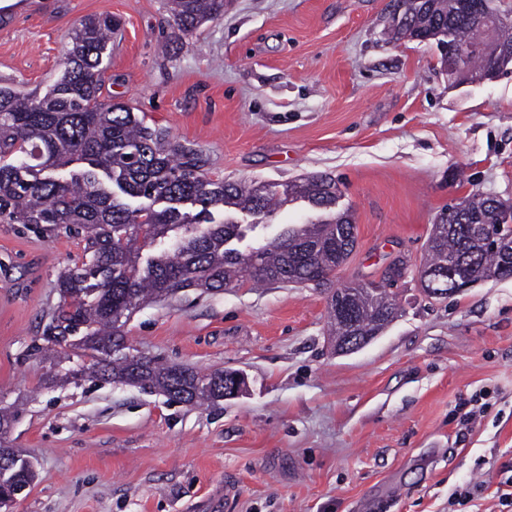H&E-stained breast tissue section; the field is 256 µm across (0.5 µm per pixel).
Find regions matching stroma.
Here are the masks:
<instances>
[{"label": "stroma", "instance_id": "35a3bbf8", "mask_svg": "<svg viewBox=\"0 0 512 512\" xmlns=\"http://www.w3.org/2000/svg\"><path fill=\"white\" fill-rule=\"evenodd\" d=\"M0 14V85L44 95L87 17L120 22L101 98L125 103L210 179L283 186L336 179L357 246L333 280L390 285L398 316L336 354L326 290L299 285L179 291L136 311L130 354L203 372H244L212 407L132 385H43L36 353L58 277L81 237L0 218V403L36 469L9 512H499L512 478V279L445 298L416 279L437 215L474 191L512 201V69L449 82L426 42L384 43L392 0H224L179 38L166 0H18ZM264 245L326 219L308 203L263 221L216 210ZM407 273L391 281L394 266ZM486 393L472 430L461 403Z\"/></svg>", "mask_w": 512, "mask_h": 512}]
</instances>
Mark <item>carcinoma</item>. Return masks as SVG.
<instances>
[{
  "label": "carcinoma",
  "mask_w": 512,
  "mask_h": 512,
  "mask_svg": "<svg viewBox=\"0 0 512 512\" xmlns=\"http://www.w3.org/2000/svg\"><path fill=\"white\" fill-rule=\"evenodd\" d=\"M479 2L475 10L471 0H396L401 23L386 27L383 40L433 42L443 63L447 52L441 48V33L446 31L455 43L473 47L463 78H474L498 61L476 46L512 50V23L490 28L480 19L482 14L512 15V7ZM168 4L174 27L185 37L224 16V0ZM118 26L110 16L82 20L72 32L62 78L43 97L26 98L0 87V156H16L15 163L0 165V216L44 231L82 235L84 260L60 275V299L43 333L46 346L37 348L55 358L77 359L63 381L130 384L161 393L170 402L218 404L226 398L222 370L202 373L112 354L125 341L131 315L187 288L211 292L248 282L264 286L308 280L325 287L353 252L356 235L350 230L356 225L349 213L336 211L338 188L327 174H309L286 184L281 193L261 182L210 180L202 153L171 144L130 106L101 101L105 59ZM78 160L87 168L65 180L54 175ZM294 196L333 213L332 218L286 227L270 242L245 252L230 246L243 236L240 225L213 223L214 209L266 218ZM131 199L150 204L134 207ZM187 204L200 210L192 215L184 211ZM498 208L512 211V205L480 192L448 206L437 223L455 228L430 234L422 268L435 269L445 258L474 249L468 225ZM146 248L151 253L145 256ZM472 273L480 281L512 278V248L479 250ZM341 290L349 296L363 336L378 335L398 314L394 300L386 301L360 283ZM17 417L13 407L0 406V446L11 443ZM5 480L23 489L31 486L35 473L18 462Z\"/></svg>",
  "instance_id": "cac0c4a2"
}]
</instances>
